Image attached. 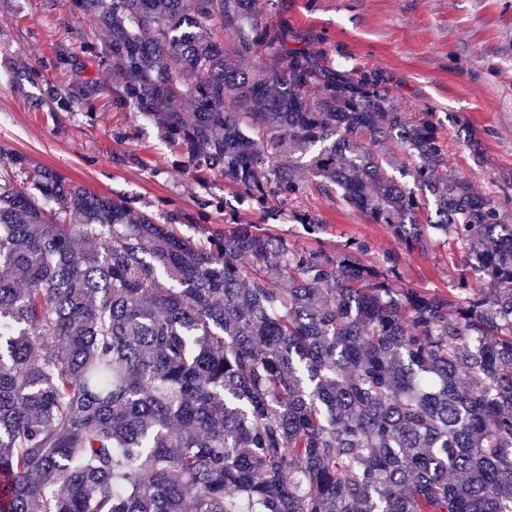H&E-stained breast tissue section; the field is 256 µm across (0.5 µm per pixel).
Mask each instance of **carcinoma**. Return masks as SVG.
Returning a JSON list of instances; mask_svg holds the SVG:
<instances>
[{
    "label": "carcinoma",
    "instance_id": "cac0c4a2",
    "mask_svg": "<svg viewBox=\"0 0 512 512\" xmlns=\"http://www.w3.org/2000/svg\"><path fill=\"white\" fill-rule=\"evenodd\" d=\"M72 5L125 78L112 100L264 220L322 233L315 191L472 263L446 292L396 288L399 255L365 262L366 241L187 236L231 203L162 222L0 146V512H512V224L442 175L436 123L250 0ZM105 91L51 110L91 118Z\"/></svg>",
    "mask_w": 512,
    "mask_h": 512
}]
</instances>
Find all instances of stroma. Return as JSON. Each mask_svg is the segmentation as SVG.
<instances>
[{"instance_id":"obj_1","label":"stroma","mask_w":512,"mask_h":512,"mask_svg":"<svg viewBox=\"0 0 512 512\" xmlns=\"http://www.w3.org/2000/svg\"><path fill=\"white\" fill-rule=\"evenodd\" d=\"M288 45L319 50L332 68L375 76L408 120L431 113L448 154V172L496 198L512 222V0H277ZM94 18L71 0H0V143L87 190L124 198L153 213L196 214L211 195L233 198L216 172L198 178L176 165V146L158 127L100 98L95 118L54 112L51 92L77 80L122 83L105 56ZM70 61L56 65L59 53ZM40 70L42 82L29 79ZM328 222L319 237L288 219L272 231L292 246L338 249L369 242L373 254L399 253L398 287L445 291L468 263L435 245L402 250L385 229L328 199L304 197Z\"/></svg>"}]
</instances>
